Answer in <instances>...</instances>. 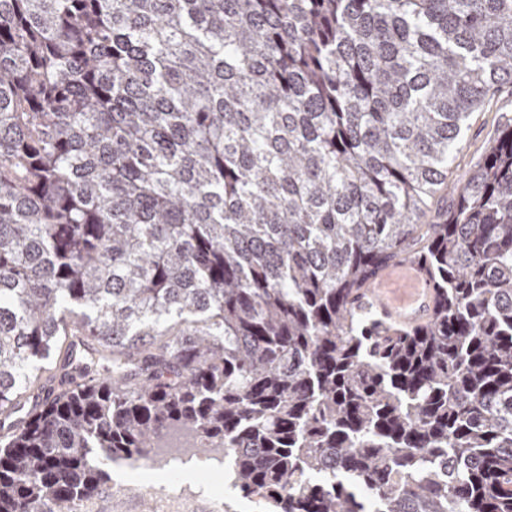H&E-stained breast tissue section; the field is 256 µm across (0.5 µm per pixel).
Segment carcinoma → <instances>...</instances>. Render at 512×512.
I'll return each mask as SVG.
<instances>
[{
  "label": "carcinoma",
  "instance_id": "1",
  "mask_svg": "<svg viewBox=\"0 0 512 512\" xmlns=\"http://www.w3.org/2000/svg\"><path fill=\"white\" fill-rule=\"evenodd\" d=\"M504 84L512 0H0V512L163 431L266 512H512V117L431 209ZM386 278L396 279L384 283L381 288L385 294H396L400 292L401 281L405 288H410L409 293L400 300L387 301L376 293L380 281ZM399 280V281H397ZM370 291L372 301L379 305L385 314L390 315L400 322L413 321L422 316L431 304V289L422 270L417 264L403 262L388 268L378 284Z\"/></svg>",
  "mask_w": 512,
  "mask_h": 512
}]
</instances>
